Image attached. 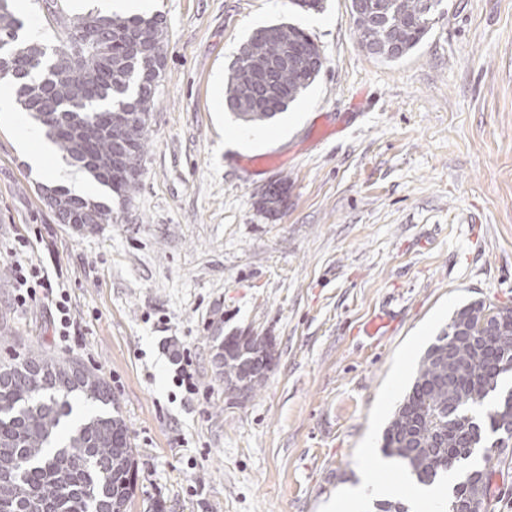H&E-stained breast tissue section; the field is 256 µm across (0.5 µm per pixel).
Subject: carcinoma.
<instances>
[{
  "label": "carcinoma",
  "instance_id": "cac0c4a2",
  "mask_svg": "<svg viewBox=\"0 0 512 512\" xmlns=\"http://www.w3.org/2000/svg\"><path fill=\"white\" fill-rule=\"evenodd\" d=\"M377 11L355 16L361 47L367 40L398 45L395 61L432 29L442 0H374ZM60 29L55 51L32 40L17 16L15 0H0V80L16 87V103L46 128L57 152L129 202L141 186L149 136L153 87L144 78L150 63L163 76L167 28L155 15L114 17L112 55L91 37L102 19L62 15L44 0ZM313 40L291 24L260 27L228 69L231 112L262 124L288 110L319 76L324 61L311 60ZM106 112L129 119L101 123ZM81 210L93 212L83 232L112 222V207L59 188ZM497 335L480 345L487 321ZM219 376L246 382L253 395L267 375L244 378L239 338L213 337ZM512 373V307L474 300L458 308L421 357L413 381L381 438V451L400 461L416 482L429 487L482 453L484 465L454 485L449 512L465 501H485L495 512L490 480L502 460L492 449L512 446V390L499 392ZM99 410L71 423L73 403ZM138 478L136 449L98 371L76 359L29 352L0 360V512H127Z\"/></svg>",
  "mask_w": 512,
  "mask_h": 512
}]
</instances>
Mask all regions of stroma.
<instances>
[{
	"mask_svg": "<svg viewBox=\"0 0 512 512\" xmlns=\"http://www.w3.org/2000/svg\"><path fill=\"white\" fill-rule=\"evenodd\" d=\"M166 70L131 202L79 235L0 125V359L45 350L96 368L129 426L128 512H331L383 460L417 363L465 303L512 307V0H443L406 57L368 55L350 0H155ZM321 47L316 81L274 120L225 106L258 27ZM288 182L275 215L263 190ZM66 289L77 334L17 306L15 262ZM380 321L367 335L370 320ZM276 341L264 387L230 402L214 329ZM188 350L197 393L176 387Z\"/></svg>",
	"mask_w": 512,
	"mask_h": 512,
	"instance_id": "1",
	"label": "stroma"
}]
</instances>
